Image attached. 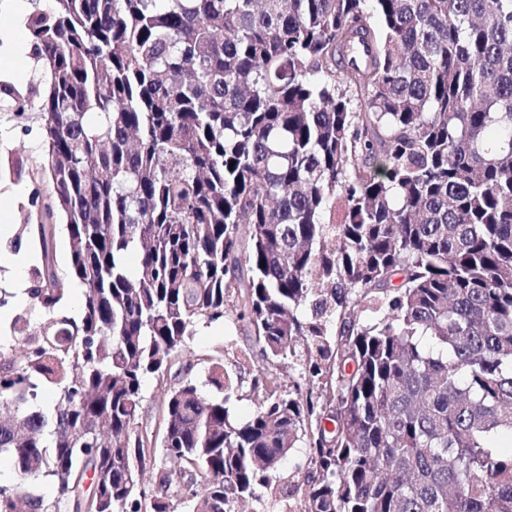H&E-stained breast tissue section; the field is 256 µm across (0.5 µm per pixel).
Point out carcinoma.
Here are the masks:
<instances>
[{
	"label": "carcinoma",
	"instance_id": "carcinoma-1",
	"mask_svg": "<svg viewBox=\"0 0 512 512\" xmlns=\"http://www.w3.org/2000/svg\"><path fill=\"white\" fill-rule=\"evenodd\" d=\"M27 30L43 153L9 171L47 196L17 225L40 319L0 338V512H512V0H52ZM229 315L262 360L245 420L224 351L210 398L171 372ZM161 395L157 390L155 379L150 378L145 385V401L142 409V423L147 424L152 429L155 426L156 408L160 401ZM309 467V448H294L277 472V480H279L280 476L281 482L279 483H283L284 481L286 482L287 480L301 481Z\"/></svg>",
	"mask_w": 512,
	"mask_h": 512
}]
</instances>
